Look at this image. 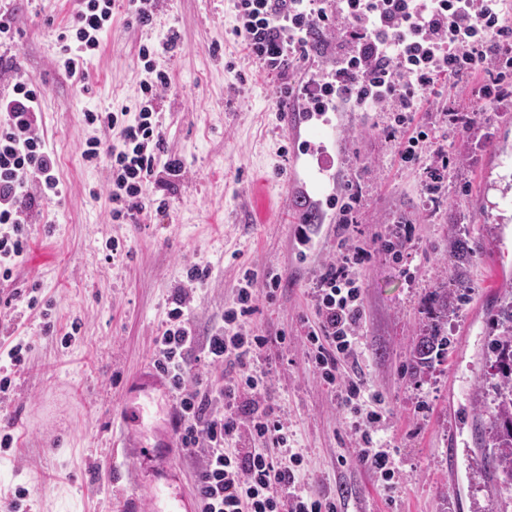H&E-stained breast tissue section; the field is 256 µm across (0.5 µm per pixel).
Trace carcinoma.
Instances as JSON below:
<instances>
[{
  "instance_id": "1",
  "label": "carcinoma",
  "mask_w": 512,
  "mask_h": 512,
  "mask_svg": "<svg viewBox=\"0 0 512 512\" xmlns=\"http://www.w3.org/2000/svg\"><path fill=\"white\" fill-rule=\"evenodd\" d=\"M454 292L435 293V317L420 330L412 350V369L430 368L448 350V314L454 311ZM499 333L488 342L498 381L488 419L477 429L484 467L500 487L512 488V288L503 291L494 314Z\"/></svg>"
}]
</instances>
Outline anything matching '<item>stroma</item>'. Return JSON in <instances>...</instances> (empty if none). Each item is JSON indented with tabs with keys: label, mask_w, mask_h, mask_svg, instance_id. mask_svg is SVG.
<instances>
[{
	"label": "stroma",
	"mask_w": 512,
	"mask_h": 512,
	"mask_svg": "<svg viewBox=\"0 0 512 512\" xmlns=\"http://www.w3.org/2000/svg\"><path fill=\"white\" fill-rule=\"evenodd\" d=\"M77 0H0L16 17L0 40V97L16 80L40 93L41 120L58 161L62 197L44 202L31 224L30 251L0 291L19 289L0 318V348L21 340L29 350L0 391V503L28 490L19 512H116L112 433L128 383L152 368L153 338L168 319L189 266L210 269L188 307L199 338L221 324L245 270L264 288L281 277L273 301H259L252 328L267 336L274 408L302 453L308 487L335 496L336 512H512V489L486 473L475 441L479 387L493 378L483 358L491 309L512 278V97L495 104L472 94L474 82L438 85L413 116L449 165L439 192L428 193L423 169L402 165L387 112L342 111L336 140L344 155L338 194L358 189L354 240L369 241L397 220L415 226L401 262L373 253L360 273L364 315L359 361L380 393L383 436L394 452L398 488L384 496L366 467L339 466L352 455L350 430L309 360L304 336L315 313L308 289L334 257L338 216L309 245L297 237L305 204L296 188L293 146L276 104L300 71L268 74L242 39L236 0H155L152 26H140L128 0H115L110 28L85 79L58 64L59 32L73 22ZM177 35L176 48L154 58L168 72L158 109L167 149L183 170L147 188L146 207L113 220L109 162L90 164L82 151L112 132L84 122L86 111L125 112L134 120L147 74L143 44ZM477 113L467 125L468 113ZM164 212H157L159 202ZM475 245L469 288L448 317V351L412 373L410 352L427 323L431 299L454 288L455 240ZM119 241L118 253L109 245ZM36 306H29V299ZM128 431L147 448L169 429V406L154 397L143 422ZM461 453L449 472V444Z\"/></svg>",
	"instance_id": "obj_1"
}]
</instances>
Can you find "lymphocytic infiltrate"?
<instances>
[{
    "label": "lymphocytic infiltrate",
    "mask_w": 512,
    "mask_h": 512,
    "mask_svg": "<svg viewBox=\"0 0 512 512\" xmlns=\"http://www.w3.org/2000/svg\"><path fill=\"white\" fill-rule=\"evenodd\" d=\"M112 6L113 0H82L74 23L59 33L69 76L84 77L87 56L99 49L112 23ZM237 10V35L271 73L305 62L312 36L324 37L336 61L330 70L308 75L304 99L321 112L387 108L405 136L402 161L423 166L431 190L443 182L446 167L425 162L427 134L409 131L411 113L438 84L453 87L469 75L482 76L474 94L490 103L512 88V25L503 19V0H336L332 6L327 0H237ZM153 54L148 46L139 49L149 77L140 84L142 102L133 121L115 112L85 115L88 125L117 133L111 146L94 137L84 151L90 162L109 158L116 218L142 212L154 177L163 170L179 174L183 167L169 154L158 119V100L170 77L156 68ZM39 112V93L26 83L16 82L12 94L0 98V280L6 282L28 251L34 213L60 194ZM411 232V224L395 225L374 237L372 248L344 247L324 264L313 281L315 323L306 334L313 367L334 392L345 424L359 436L358 459L388 492L395 489V463L374 441L383 418L380 399L349 363L357 355L356 329L363 317L360 272L375 248L402 261ZM253 281V274H245L222 324L203 341L186 313L188 294L179 291L156 338L154 365L179 396L178 443L202 457L196 485L200 512H336L326 495L306 489L303 456L275 414L268 372L260 365L268 339L250 327L257 310ZM199 362L223 369L218 388L192 378Z\"/></svg>",
    "instance_id": "1"
}]
</instances>
